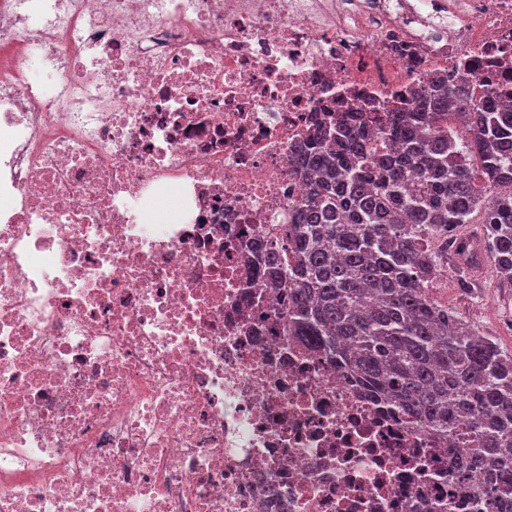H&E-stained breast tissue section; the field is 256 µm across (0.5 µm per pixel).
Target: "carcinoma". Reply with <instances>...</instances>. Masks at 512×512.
Listing matches in <instances>:
<instances>
[{"label":"carcinoma","mask_w":512,"mask_h":512,"mask_svg":"<svg viewBox=\"0 0 512 512\" xmlns=\"http://www.w3.org/2000/svg\"><path fill=\"white\" fill-rule=\"evenodd\" d=\"M435 80L375 135L342 119L298 162L306 193L280 246L256 242L259 285L282 291L284 332L336 359L370 394L466 445L449 476L476 507L512 504V353L429 293L456 258L468 294L482 260L512 288V104ZM494 193L485 203V192ZM482 224L451 247L445 234ZM482 475L479 481L467 473Z\"/></svg>","instance_id":"cac0c4a2"}]
</instances>
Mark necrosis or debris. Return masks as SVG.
Returning a JSON list of instances; mask_svg holds the SVG:
<instances>
[{
	"mask_svg": "<svg viewBox=\"0 0 512 512\" xmlns=\"http://www.w3.org/2000/svg\"><path fill=\"white\" fill-rule=\"evenodd\" d=\"M438 73L511 92L512 0H0V512H473L245 258Z\"/></svg>",
	"mask_w": 512,
	"mask_h": 512,
	"instance_id": "1",
	"label": "necrosis or debris"
}]
</instances>
